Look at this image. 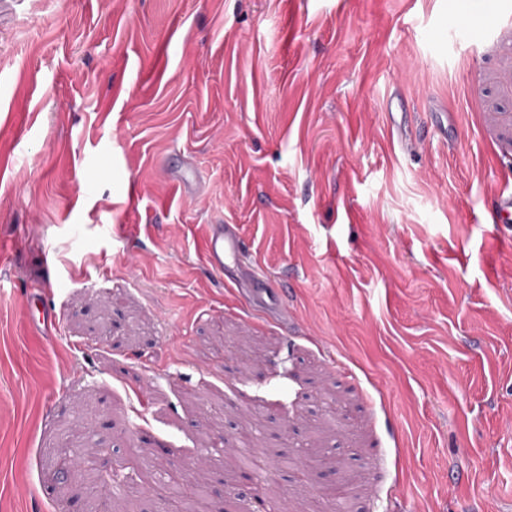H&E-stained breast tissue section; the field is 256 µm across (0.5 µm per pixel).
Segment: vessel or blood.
I'll use <instances>...</instances> for the list:
<instances>
[{
	"label": "vessel or blood",
	"instance_id": "vessel-or-blood-1",
	"mask_svg": "<svg viewBox=\"0 0 512 512\" xmlns=\"http://www.w3.org/2000/svg\"><path fill=\"white\" fill-rule=\"evenodd\" d=\"M491 220L496 224L512 222V190H501L491 211ZM246 253L245 245L236 225L213 224L203 244V256L208 267L218 273L231 276L245 298L255 305L266 304L275 294L271 283L256 271L242 265Z\"/></svg>",
	"mask_w": 512,
	"mask_h": 512
}]
</instances>
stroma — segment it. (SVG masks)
Returning a JSON list of instances; mask_svg holds the SVG:
<instances>
[{"label":"stroma","mask_w":512,"mask_h":512,"mask_svg":"<svg viewBox=\"0 0 512 512\" xmlns=\"http://www.w3.org/2000/svg\"><path fill=\"white\" fill-rule=\"evenodd\" d=\"M496 2L0 0V512H163L187 463L208 512H512ZM493 224H510L512 222V190L500 191L491 211ZM246 248L236 225L211 224L203 244V256L208 267L220 274L231 276L232 283L241 289L245 298L254 305L267 304L274 298V288L256 271L241 264Z\"/></svg>","instance_id":"obj_1"}]
</instances>
